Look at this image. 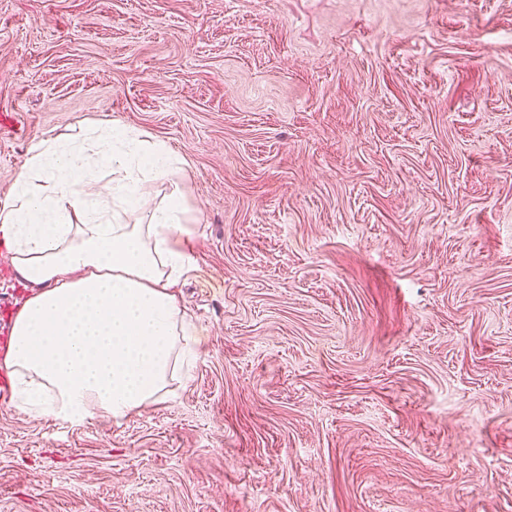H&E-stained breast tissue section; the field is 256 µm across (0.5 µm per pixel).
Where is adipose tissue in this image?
I'll use <instances>...</instances> for the list:
<instances>
[{
	"instance_id": "ef3b65f1",
	"label": "adipose tissue",
	"mask_w": 512,
	"mask_h": 512,
	"mask_svg": "<svg viewBox=\"0 0 512 512\" xmlns=\"http://www.w3.org/2000/svg\"><path fill=\"white\" fill-rule=\"evenodd\" d=\"M111 169L104 216L85 187L92 166ZM171 150L118 125L84 140L54 138L32 148L12 194L0 204V256L30 295L0 354L16 396L70 423H114L160 401L181 358L193 355L186 314L173 288L189 262L182 193L142 209L141 183L171 176Z\"/></svg>"
}]
</instances>
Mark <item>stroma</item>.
<instances>
[{
	"label": "stroma",
	"instance_id": "1",
	"mask_svg": "<svg viewBox=\"0 0 512 512\" xmlns=\"http://www.w3.org/2000/svg\"><path fill=\"white\" fill-rule=\"evenodd\" d=\"M0 114V201L168 145L198 346L118 425L0 399V512H512V0H0Z\"/></svg>",
	"mask_w": 512,
	"mask_h": 512
}]
</instances>
